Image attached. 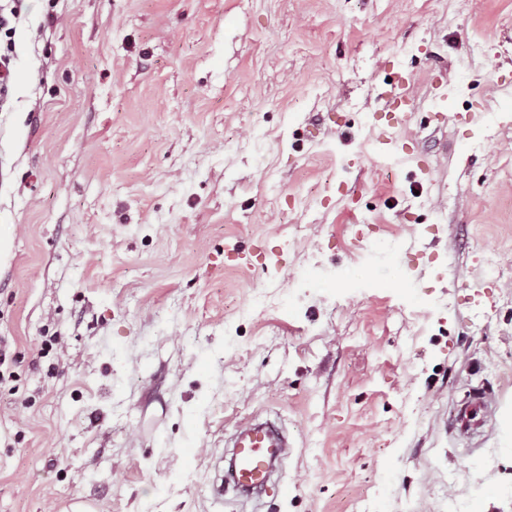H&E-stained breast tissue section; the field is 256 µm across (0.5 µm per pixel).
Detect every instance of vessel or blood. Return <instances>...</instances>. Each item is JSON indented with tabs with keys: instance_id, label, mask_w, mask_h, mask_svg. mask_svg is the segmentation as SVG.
Instances as JSON below:
<instances>
[{
	"instance_id": "1",
	"label": "vessel or blood",
	"mask_w": 512,
	"mask_h": 512,
	"mask_svg": "<svg viewBox=\"0 0 512 512\" xmlns=\"http://www.w3.org/2000/svg\"><path fill=\"white\" fill-rule=\"evenodd\" d=\"M493 407L491 398L477 393L456 412L453 425L460 436L478 433ZM291 449L287 438L270 422L253 421L241 426L233 443V463L226 483L236 491L261 489L271 478L272 462L285 461Z\"/></svg>"
}]
</instances>
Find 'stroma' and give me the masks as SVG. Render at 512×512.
<instances>
[{
	"mask_svg": "<svg viewBox=\"0 0 512 512\" xmlns=\"http://www.w3.org/2000/svg\"><path fill=\"white\" fill-rule=\"evenodd\" d=\"M20 9L0 512H512V0ZM253 418L293 451L216 496ZM494 401L484 394L474 393L470 401L454 415L453 425L460 436L470 437L478 433L491 414Z\"/></svg>",
	"mask_w": 512,
	"mask_h": 512,
	"instance_id": "1",
	"label": "stroma"
}]
</instances>
